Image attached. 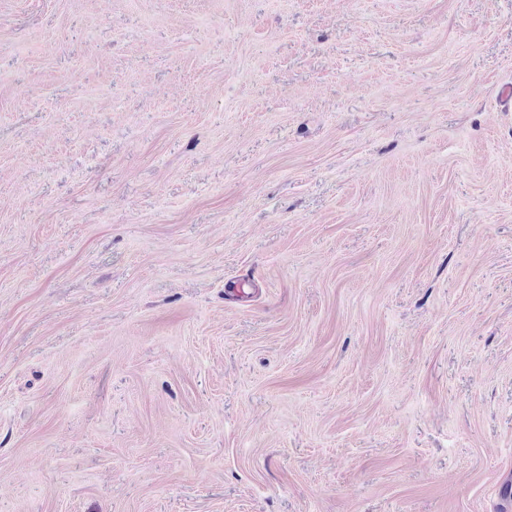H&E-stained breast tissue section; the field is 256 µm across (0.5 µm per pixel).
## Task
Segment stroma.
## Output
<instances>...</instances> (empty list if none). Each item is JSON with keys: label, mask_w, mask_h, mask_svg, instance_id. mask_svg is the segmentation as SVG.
I'll list each match as a JSON object with an SVG mask.
<instances>
[{"label": "stroma", "mask_w": 512, "mask_h": 512, "mask_svg": "<svg viewBox=\"0 0 512 512\" xmlns=\"http://www.w3.org/2000/svg\"><path fill=\"white\" fill-rule=\"evenodd\" d=\"M512 0H0V512H512Z\"/></svg>", "instance_id": "obj_1"}]
</instances>
